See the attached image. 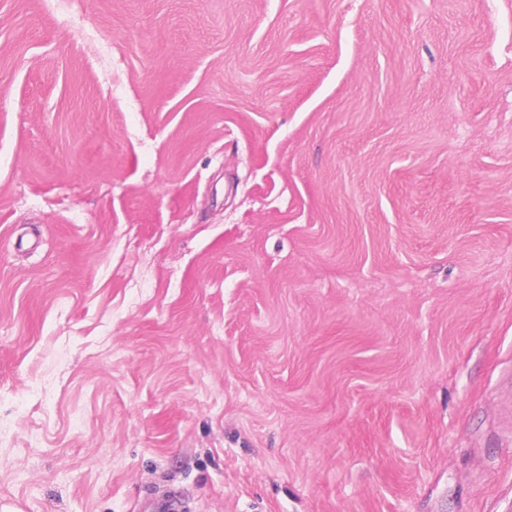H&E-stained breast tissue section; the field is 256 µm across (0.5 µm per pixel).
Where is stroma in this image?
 <instances>
[{"label": "stroma", "instance_id": "35a3bbf8", "mask_svg": "<svg viewBox=\"0 0 512 512\" xmlns=\"http://www.w3.org/2000/svg\"><path fill=\"white\" fill-rule=\"evenodd\" d=\"M512 512V0H0V505Z\"/></svg>", "mask_w": 512, "mask_h": 512}]
</instances>
